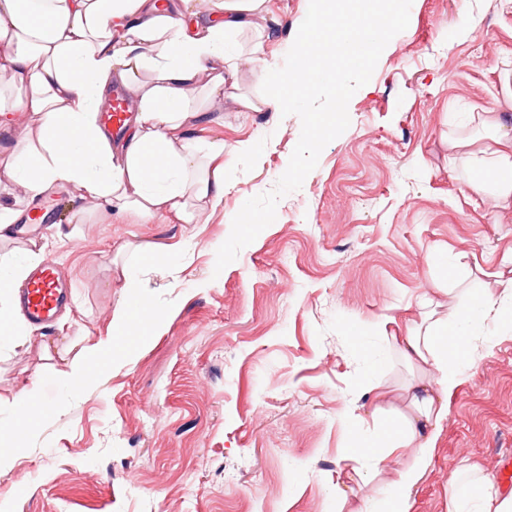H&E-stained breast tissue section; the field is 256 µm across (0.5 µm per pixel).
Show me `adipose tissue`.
<instances>
[{
	"label": "adipose tissue",
	"instance_id": "ef3b65f1",
	"mask_svg": "<svg viewBox=\"0 0 512 512\" xmlns=\"http://www.w3.org/2000/svg\"><path fill=\"white\" fill-rule=\"evenodd\" d=\"M270 14V0H0V77L26 91L15 100L0 93V131L11 134L19 150L1 173L32 198L62 183L104 216L116 211L141 224L197 223L221 204L237 161L222 139L204 134L211 106L228 101L241 112H280L286 102L311 99L320 85L342 91L346 73L366 71L387 42V27L406 22L408 9L406 0H356L355 9L340 12L332 0H314L315 19L285 69L265 54ZM246 71L274 81L277 95L241 94ZM117 86L128 91L136 112L118 141L99 120ZM15 112L26 114L27 123L14 125ZM481 125L491 133L493 151L476 148L463 134L448 143L469 163L474 191L512 197V132L495 116ZM417 305L418 320L387 338L412 381L401 388L370 384L379 416L374 429H365L352 410L338 416L375 463L337 482L338 496L349 485L373 482L380 465L401 449H415L419 463L425 460L470 363V342L488 318L512 322V277L503 280L499 298L475 294L449 314L428 295ZM134 310L124 302L108 335L83 347L62 371L69 392H83L94 380L131 323L150 336L158 315L138 319ZM44 416L34 390L23 391L0 420V444L9 446L0 451V474L12 470ZM419 463L400 472L384 512H410L406 492L421 476ZM476 485L478 494L453 496L449 512H512V493H500L481 476Z\"/></svg>",
	"mask_w": 512,
	"mask_h": 512
}]
</instances>
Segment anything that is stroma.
I'll list each match as a JSON object with an SVG mask.
<instances>
[{"instance_id": "obj_1", "label": "stroma", "mask_w": 512, "mask_h": 512, "mask_svg": "<svg viewBox=\"0 0 512 512\" xmlns=\"http://www.w3.org/2000/svg\"><path fill=\"white\" fill-rule=\"evenodd\" d=\"M270 6L278 35L266 53L284 68L311 0ZM408 10L366 74L349 77L344 99L314 95L316 111L344 108L340 129L315 144L302 106H214L210 134L252 151L198 223L110 220L71 186L49 192L58 208L40 230L44 257L70 281V305L28 342L0 345V410L32 384L64 410L0 475L5 512H355V501L337 505L335 487L367 462L336 418L353 405L372 420L368 377L408 378L383 332L417 318L420 295L446 289L454 308L469 292L495 291L497 273L512 269V200L473 191L445 138L474 113L512 116L501 81L512 0H411ZM246 206L271 223H237ZM129 242L187 250L135 259ZM438 246L444 271L428 259ZM116 257L140 265L136 288L124 287ZM137 293L162 317L152 339L120 337L126 358L84 393L61 391L60 371ZM349 321L359 341L346 335ZM482 332L411 512H448L465 465L512 491L499 469L512 455V327L490 319Z\"/></svg>"}]
</instances>
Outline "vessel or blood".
<instances>
[{
	"label": "vessel or blood",
	"instance_id": "b4317fda",
	"mask_svg": "<svg viewBox=\"0 0 512 512\" xmlns=\"http://www.w3.org/2000/svg\"><path fill=\"white\" fill-rule=\"evenodd\" d=\"M129 117V101L119 91L113 92L105 109L104 120L108 127L121 129ZM22 314L31 323L50 324L67 301V289L59 277L54 262H46L31 276L19 294Z\"/></svg>",
	"mask_w": 512,
	"mask_h": 512
}]
</instances>
